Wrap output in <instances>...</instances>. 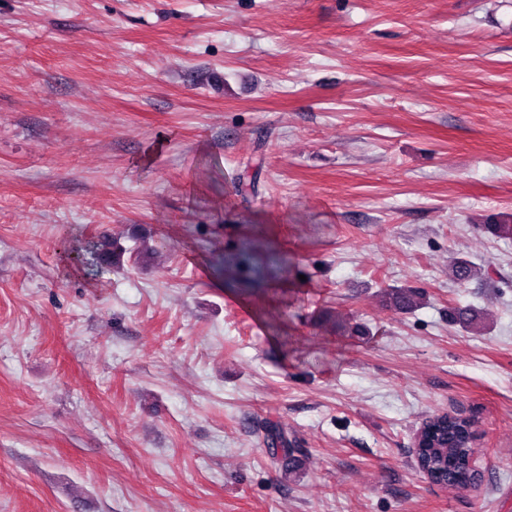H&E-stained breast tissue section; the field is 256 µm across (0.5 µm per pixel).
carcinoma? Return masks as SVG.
<instances>
[{
  "mask_svg": "<svg viewBox=\"0 0 512 512\" xmlns=\"http://www.w3.org/2000/svg\"><path fill=\"white\" fill-rule=\"evenodd\" d=\"M126 253L127 249L114 238L105 237L97 246V259L109 268L120 265ZM451 272L456 282L464 283L476 275L477 269L466 262L454 261ZM386 297L391 307L405 313L419 307L422 300V294L413 288H395ZM480 317L481 312L474 309H458L451 314V320L465 328ZM428 428L422 447L415 449L419 470L431 473L439 485L450 489L473 486V432L467 421L442 412L428 419ZM266 442L274 457L281 454L291 458L297 452L295 442L278 423L268 425Z\"/></svg>",
  "mask_w": 512,
  "mask_h": 512,
  "instance_id": "cac0c4a2",
  "label": "carcinoma"
}]
</instances>
